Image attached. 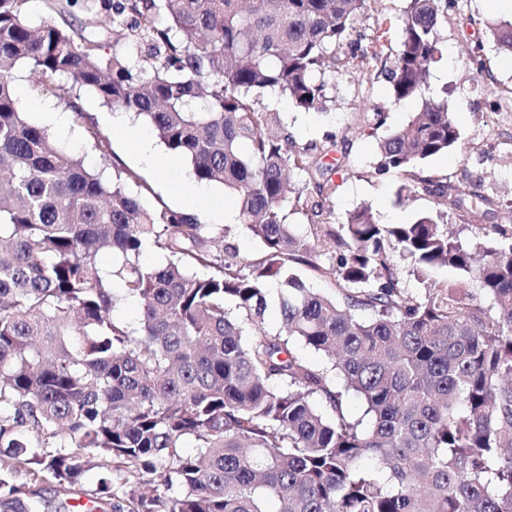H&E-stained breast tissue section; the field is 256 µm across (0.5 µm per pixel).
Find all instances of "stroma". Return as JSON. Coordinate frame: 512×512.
<instances>
[{
    "label": "stroma",
    "mask_w": 512,
    "mask_h": 512,
    "mask_svg": "<svg viewBox=\"0 0 512 512\" xmlns=\"http://www.w3.org/2000/svg\"><path fill=\"white\" fill-rule=\"evenodd\" d=\"M488 19L511 20L512 11L503 10L496 0H448V15L440 27L447 54L432 66L424 96L447 97L461 139L456 149L432 157L424 169L449 182L465 183L475 192L500 196L512 192V59L503 57L493 42H486L493 80L476 84L464 78L463 40L483 32ZM14 87L21 92L29 119L36 123L41 120L43 103L65 111V102L73 92L71 79L57 76L48 81L43 93H36L25 69L18 70ZM332 95L334 101L323 113L303 111L275 95L265 96L263 102L280 112L297 145L327 147L321 164L340 169L333 178L335 190L326 200L335 219H343L366 204L372 207L379 223L405 224L431 209L433 201L429 197L399 195L400 174L375 170L378 139L405 125L419 108V101L394 102L386 80L368 84L357 72L337 83ZM82 101L94 122L108 134L112 160L134 171L144 182L143 204L154 207L163 203L180 209L185 185L194 179L190 164L180 161L177 169L159 175L129 150L124 131L112 122L114 109L89 94L83 95ZM377 111L386 115V123L379 129L370 123ZM96 482V473H89L77 493L66 496L53 481H42L37 497L21 496L9 512H86L85 504Z\"/></svg>",
    "instance_id": "stroma-1"
}]
</instances>
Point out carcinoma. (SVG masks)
<instances>
[{"instance_id":"carcinoma-1","label":"carcinoma","mask_w":512,"mask_h":512,"mask_svg":"<svg viewBox=\"0 0 512 512\" xmlns=\"http://www.w3.org/2000/svg\"><path fill=\"white\" fill-rule=\"evenodd\" d=\"M377 2L89 0V24L110 22L99 40L125 49L107 57L69 25L31 24L25 0H0L1 505L27 494L9 479L19 466L62 492L97 472L101 509L116 473L128 512H512V199L419 170L460 139L440 98L377 148V170L400 172L399 193L435 209L380 224L362 205L335 225L322 198L334 168L260 103L274 91L322 111L352 69L384 77L396 103L421 97L448 0H408L386 55L354 38ZM487 28L512 55V21ZM21 67L38 88L72 79L66 107L103 155L109 137L82 94L143 119L197 181L224 187L261 255L193 215L144 208L130 170L93 173L58 149L15 93ZM465 68L493 79L482 41L467 43ZM293 174L307 185L292 197ZM290 202L311 221L303 235L286 223ZM498 210L503 221L482 223ZM451 219L491 240L461 241ZM148 248L167 263L144 266ZM399 257L421 280L461 271L482 298L448 284L412 295ZM301 266L333 294L308 287ZM122 297L139 303L135 326L112 314Z\"/></svg>"}]
</instances>
